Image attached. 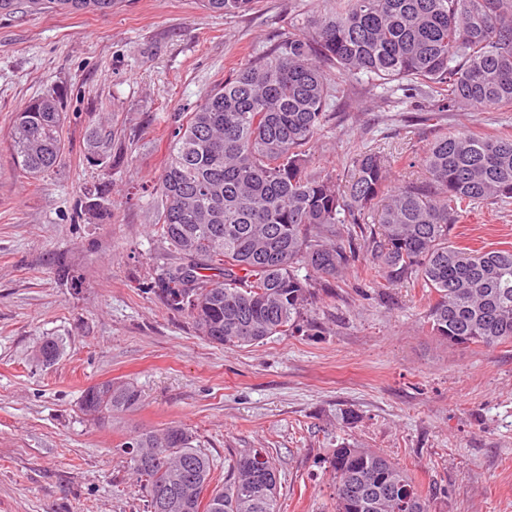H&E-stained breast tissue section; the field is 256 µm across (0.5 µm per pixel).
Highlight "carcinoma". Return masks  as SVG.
Listing matches in <instances>:
<instances>
[{
    "label": "carcinoma",
    "instance_id": "obj_1",
    "mask_svg": "<svg viewBox=\"0 0 512 512\" xmlns=\"http://www.w3.org/2000/svg\"><path fill=\"white\" fill-rule=\"evenodd\" d=\"M204 2L238 14L254 0ZM322 2L328 8L313 31L247 61L174 133L155 185L164 200L160 235L178 259L158 282L167 305L220 345L285 335L299 329L313 288L345 273L360 238L384 282L434 295L427 320L441 341L460 348L512 341V249L475 252L450 239L479 205L512 200V135L439 136L422 158L427 179L398 187L391 161L371 151L354 154L355 173L343 184L331 172H308L334 92L324 63L339 77L363 74L374 87L424 93L428 120L446 110L512 109V0ZM25 3L36 12L107 13L118 0ZM64 120L54 91L16 115L12 148L30 177L56 167ZM61 354L53 337L35 350L43 365ZM141 400L134 383L109 380L86 388L80 405L97 420ZM122 447L144 482L147 512H169L174 499L180 512H277L278 470L257 449L212 489L211 461L182 425L138 432ZM329 464L337 512H429L407 470L375 452L343 445Z\"/></svg>",
    "mask_w": 512,
    "mask_h": 512
}]
</instances>
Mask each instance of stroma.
<instances>
[{"mask_svg":"<svg viewBox=\"0 0 512 512\" xmlns=\"http://www.w3.org/2000/svg\"><path fill=\"white\" fill-rule=\"evenodd\" d=\"M323 11L321 0H256L226 15L200 0H124L107 14L0 15V512H143L146 492L120 445L171 424L195 433L216 485L240 453L266 452L279 512H336L329 460L343 442L405 467L430 512H512V342L440 341L427 290L379 287L366 250L317 293L300 332L251 346L209 342L158 291L176 256L157 233L154 185L175 128L241 64ZM51 90L66 151L35 180L17 166L11 133ZM424 106L414 92L346 77L309 172L349 178L350 157L372 150L395 160L393 182L422 181L439 132L512 134V112L424 122ZM101 182L109 192L95 208L85 190ZM452 239L512 248V204L475 209ZM45 336L63 345L50 366L33 359ZM106 380L135 383L142 401L88 420L82 393Z\"/></svg>","mask_w":512,"mask_h":512,"instance_id":"stroma-1","label":"stroma"}]
</instances>
